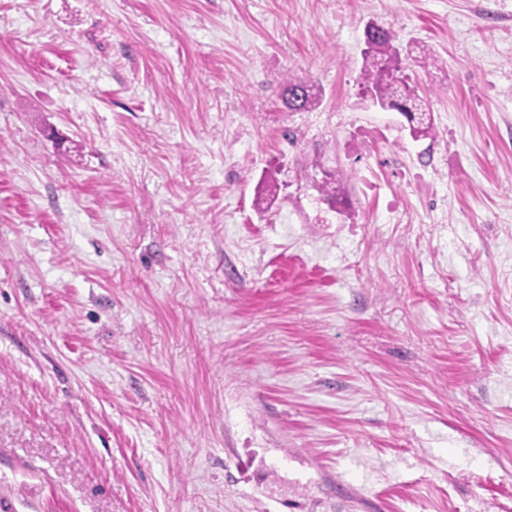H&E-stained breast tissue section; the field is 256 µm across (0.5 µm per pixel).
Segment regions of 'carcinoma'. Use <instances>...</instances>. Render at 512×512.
Returning <instances> with one entry per match:
<instances>
[{"instance_id":"1","label":"carcinoma","mask_w":512,"mask_h":512,"mask_svg":"<svg viewBox=\"0 0 512 512\" xmlns=\"http://www.w3.org/2000/svg\"><path fill=\"white\" fill-rule=\"evenodd\" d=\"M396 37L387 28L379 29L364 54L361 84L375 94L380 104L392 105L403 101L408 111L418 115L412 133L417 138L432 139L437 135L430 110L418 93L417 87L400 76V55ZM320 90L306 79L290 77L285 82L283 103L291 112H305L319 104ZM350 173L338 167L318 184V192L329 202L342 205L346 201V186Z\"/></svg>"}]
</instances>
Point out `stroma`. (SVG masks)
Here are the masks:
<instances>
[{
  "instance_id": "1",
  "label": "stroma",
  "mask_w": 512,
  "mask_h": 512,
  "mask_svg": "<svg viewBox=\"0 0 512 512\" xmlns=\"http://www.w3.org/2000/svg\"><path fill=\"white\" fill-rule=\"evenodd\" d=\"M2 506L512 512V0H0ZM364 54V66L361 73V84L375 94L380 104L392 105L396 101H403L408 105V112L418 115L414 127L411 129L417 138L432 139L437 135L433 125L430 110L418 93L417 87L411 85L400 76V55L396 50V37L388 28H380L377 36ZM388 59L391 66L387 73H382L381 64ZM320 90L306 79L288 77L283 92V103L291 112H305L319 104ZM350 173L336 167L318 184V192L329 202L342 205L346 201V186Z\"/></svg>"
}]
</instances>
